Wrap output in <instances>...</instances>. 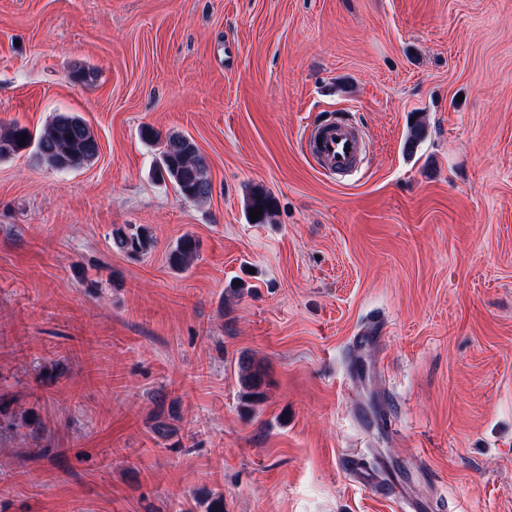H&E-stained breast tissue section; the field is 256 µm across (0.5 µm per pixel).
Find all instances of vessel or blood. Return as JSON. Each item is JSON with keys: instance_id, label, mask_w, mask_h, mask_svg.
Instances as JSON below:
<instances>
[{"instance_id": "1", "label": "vessel or blood", "mask_w": 512, "mask_h": 512, "mask_svg": "<svg viewBox=\"0 0 512 512\" xmlns=\"http://www.w3.org/2000/svg\"><path fill=\"white\" fill-rule=\"evenodd\" d=\"M305 142L322 171L329 174L354 168L363 151L355 126L342 117L308 127L305 131ZM352 471L376 494L400 497L405 493L400 484L391 480H376L370 471L360 466H353Z\"/></svg>"}]
</instances>
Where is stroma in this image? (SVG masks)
Listing matches in <instances>:
<instances>
[{"label":"stroma","mask_w":512,"mask_h":512,"mask_svg":"<svg viewBox=\"0 0 512 512\" xmlns=\"http://www.w3.org/2000/svg\"><path fill=\"white\" fill-rule=\"evenodd\" d=\"M60 113L93 161L0 160V512H402L354 457L415 512H512V0H0V127ZM338 114L365 159L328 177L304 130ZM142 138L160 145L154 169L160 180L170 182L176 192L186 200L202 201L212 192L208 163L189 138L170 134L162 140L151 127L142 130ZM161 170L165 172V175ZM246 209L250 220V210L260 206L263 208V213L259 215V218L255 221H251L253 224H266L272 215L273 210V199L272 197L262 189L253 188L249 191L246 197ZM153 237L148 228L139 226L135 231L116 229L112 232V246L131 255L147 252L153 244ZM199 253V241L190 234L184 235L176 247L169 253L168 261L171 267L184 271L190 267ZM239 377L245 396L259 400L263 396L264 374L261 366L249 357L239 361ZM350 471L355 473L361 479V482L376 494L382 496L394 495L398 498L404 496L406 491L404 487L392 480L378 481L370 471L358 466L355 463L351 464Z\"/></svg>","instance_id":"1"}]
</instances>
